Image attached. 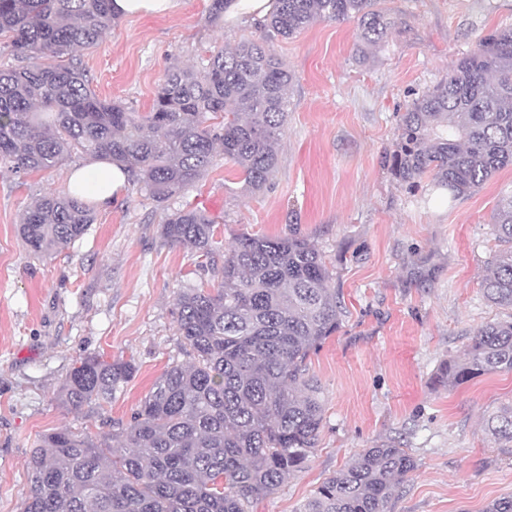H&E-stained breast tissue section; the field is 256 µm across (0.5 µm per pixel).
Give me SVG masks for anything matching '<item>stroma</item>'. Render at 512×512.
<instances>
[{"instance_id":"1","label":"stroma","mask_w":512,"mask_h":512,"mask_svg":"<svg viewBox=\"0 0 512 512\" xmlns=\"http://www.w3.org/2000/svg\"><path fill=\"white\" fill-rule=\"evenodd\" d=\"M210 0H179L165 16L119 19L76 57L100 98L149 111L165 73L201 68L224 44L268 38L263 25L208 23ZM396 21L367 59L355 21H318L269 38L294 74L279 164L260 192H242L236 166L216 158L208 174L167 206L128 184L75 244L33 256L17 228L45 192H67L74 166L19 175L0 165V512H19L33 440L72 426L105 435L129 421L169 363L188 362L176 333L180 289L212 287L190 249L166 242L167 209L188 204L216 224V261L242 233L314 241L344 300L341 327L311 355L324 420L308 465L255 512H297L363 449L392 444L417 468L391 512H484L512 493V457L498 454L482 420L512 400V373L457 388L434 382L486 322L512 315L483 295L497 242L492 216L512 193V166L456 199L421 181H397L389 164L398 124L417 93L447 77L477 40L512 28V0H381ZM134 361L137 371L102 410L56 400L80 357Z\"/></svg>"}]
</instances>
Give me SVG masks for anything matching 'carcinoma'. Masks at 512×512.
Segmentation results:
<instances>
[{
  "mask_svg": "<svg viewBox=\"0 0 512 512\" xmlns=\"http://www.w3.org/2000/svg\"><path fill=\"white\" fill-rule=\"evenodd\" d=\"M320 19L356 21L364 58L395 25L379 0H276L267 27L289 39ZM116 21L112 0H0V35L26 61L0 69V163L27 174L77 153L117 161L162 204L202 180L219 149L240 170L242 191L263 189L278 166L294 73L263 41L224 46L200 71L169 70L141 115L99 98L79 65L45 63L96 44ZM217 114L222 122L208 123ZM398 131L392 174L410 185L427 179L454 199L512 166V31L480 38L447 78L412 99ZM94 221L86 200L48 192L18 232L30 252L48 256ZM160 234L209 258L217 279L215 288L177 295L176 332L192 362L171 363L110 434L68 426L41 434L20 512H253L313 456L324 403L307 361L341 316L315 244L293 233H242L218 265L214 221L188 207L168 212ZM493 235L498 250L481 287L488 302L512 307V194L497 204ZM135 372L131 360L89 354L56 400L101 409ZM489 373H512V316L480 327L435 383L454 388ZM484 430L512 454V401L488 414ZM416 468L403 448H366L299 512H389L400 480Z\"/></svg>",
  "mask_w": 512,
  "mask_h": 512,
  "instance_id": "obj_1",
  "label": "carcinoma"
}]
</instances>
